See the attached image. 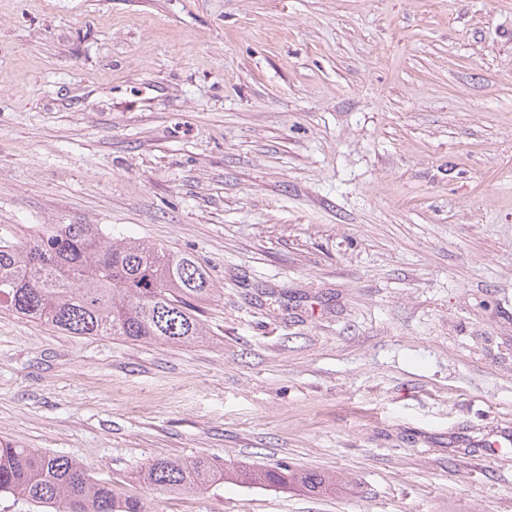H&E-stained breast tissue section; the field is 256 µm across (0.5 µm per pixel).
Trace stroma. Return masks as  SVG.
<instances>
[{
  "mask_svg": "<svg viewBox=\"0 0 512 512\" xmlns=\"http://www.w3.org/2000/svg\"><path fill=\"white\" fill-rule=\"evenodd\" d=\"M193 255L207 342L0 310V438L150 512H512V0H0V225ZM135 479L159 492L203 491L219 481L243 486L282 487L299 485L311 493L326 492L336 485V477L316 471L298 469L287 464L275 466H229L208 457L186 463L175 459H155L142 466Z\"/></svg>",
  "mask_w": 512,
  "mask_h": 512,
  "instance_id": "1",
  "label": "stroma"
}]
</instances>
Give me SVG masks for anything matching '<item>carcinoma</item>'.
<instances>
[{"label":"carcinoma","mask_w":512,"mask_h":512,"mask_svg":"<svg viewBox=\"0 0 512 512\" xmlns=\"http://www.w3.org/2000/svg\"><path fill=\"white\" fill-rule=\"evenodd\" d=\"M211 294L207 271L187 253L169 252L101 224H41L16 236L0 226V308L71 336L187 346L205 331L193 300ZM135 479L159 492L203 491L219 481L243 486L299 485L326 492L336 477L275 466H230L208 457L155 459ZM0 495L64 512H148L140 495L92 478L77 461L0 439Z\"/></svg>","instance_id":"1"}]
</instances>
